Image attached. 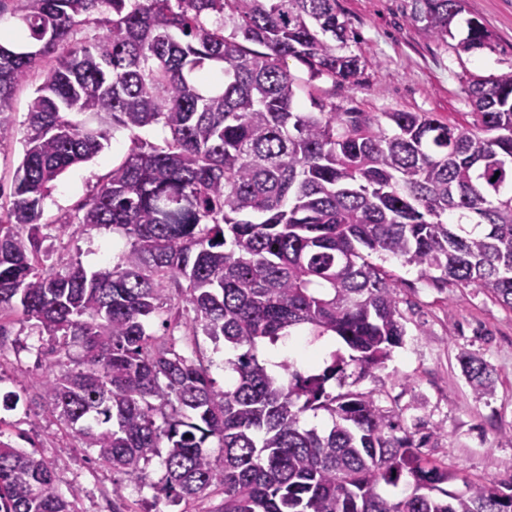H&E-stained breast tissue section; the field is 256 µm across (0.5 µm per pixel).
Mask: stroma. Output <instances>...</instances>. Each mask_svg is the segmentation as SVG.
<instances>
[{"label": "stroma", "mask_w": 512, "mask_h": 512, "mask_svg": "<svg viewBox=\"0 0 512 512\" xmlns=\"http://www.w3.org/2000/svg\"><path fill=\"white\" fill-rule=\"evenodd\" d=\"M410 0H336L349 31L356 35L351 49L369 60L358 83L318 84L324 102L362 112H428L449 124L471 121V105L461 91L471 79L512 70V0H465V14L453 27L454 39L442 44L426 36L410 17ZM479 17L491 30L492 48L470 53L457 45L466 35L465 20ZM31 78L10 103L13 136L0 143V184L10 185L22 159L21 140L28 105L39 85ZM129 144L128 134L115 132L91 161L68 169L47 199L41 222L44 247L54 254L81 262L94 271L118 262L128 247L121 233L90 232L71 227L57 236L56 224L73 219L77 203L94 189L100 176L120 162ZM396 276L399 308L406 335L384 367L362 381L360 390L373 392L384 409L399 415L405 430L424 425L434 436L424 447L426 456L447 466L453 492L470 482H505L512 478V309L481 288L441 280H424L416 267L388 262ZM8 334L0 338V396L17 394L15 409L0 407V440L49 462L61 493L82 490L79 512H109L113 484H123L124 512H180L179 507L139 493L123 475L97 460L72 431L38 404L40 392L35 361L45 337L31 323L6 320ZM178 348L191 358L210 360L216 387H223L224 346L207 336H178ZM469 354L483 359L495 371L496 392L475 397L458 358Z\"/></svg>", "instance_id": "35a3bbf8"}]
</instances>
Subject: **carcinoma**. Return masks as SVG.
<instances>
[{
	"instance_id": "obj_1",
	"label": "carcinoma",
	"mask_w": 512,
	"mask_h": 512,
	"mask_svg": "<svg viewBox=\"0 0 512 512\" xmlns=\"http://www.w3.org/2000/svg\"><path fill=\"white\" fill-rule=\"evenodd\" d=\"M15 2L0 141L16 89L36 71L41 83L10 193L0 186V318L33 323L52 354L81 346L77 368L51 360L39 386L99 462L173 504L218 492L212 512H512V480L451 492L453 475L422 455L431 435L405 432L371 391H328L374 376L403 343L388 261L512 309V72L462 87L467 124L316 101L301 112L314 82L354 84L369 64L349 50L336 0ZM463 10L412 0L410 19L446 44ZM466 29L465 51L491 46L480 19ZM148 126L162 143L141 138ZM112 130L131 146L77 221L122 231L129 248L90 273L48 266L45 200ZM158 318L235 351L233 381L216 388L201 361L158 342ZM303 329L346 352L307 371L283 362L285 381L257 351ZM459 363L475 396L494 394L486 362ZM308 411L331 428L305 426ZM80 495L0 442V512H77Z\"/></svg>"
}]
</instances>
